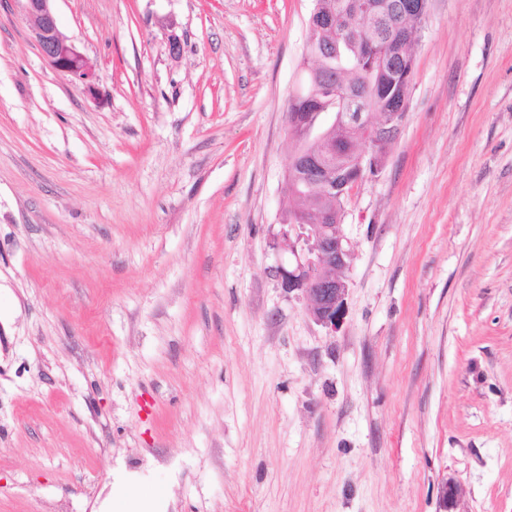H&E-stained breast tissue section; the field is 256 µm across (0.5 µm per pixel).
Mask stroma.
Masks as SVG:
<instances>
[{
  "mask_svg": "<svg viewBox=\"0 0 512 512\" xmlns=\"http://www.w3.org/2000/svg\"><path fill=\"white\" fill-rule=\"evenodd\" d=\"M313 0H0V512H512V0H431L346 203L343 322L277 277ZM33 20L34 35L43 57L58 72L81 85L86 94L95 97L98 75L94 63L83 54L74 40L60 31L51 5L54 0H20Z\"/></svg>",
  "mask_w": 512,
  "mask_h": 512,
  "instance_id": "35a3bbf8",
  "label": "stroma"
}]
</instances>
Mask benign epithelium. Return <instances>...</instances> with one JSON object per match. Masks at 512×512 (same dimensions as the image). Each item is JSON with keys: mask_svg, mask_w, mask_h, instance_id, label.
Wrapping results in <instances>:
<instances>
[{"mask_svg": "<svg viewBox=\"0 0 512 512\" xmlns=\"http://www.w3.org/2000/svg\"><path fill=\"white\" fill-rule=\"evenodd\" d=\"M26 14L33 20L34 35L43 57L58 72L83 87L93 97L97 93L98 75L94 63L83 54L74 40L60 31L51 5L53 0H22ZM430 0H351L349 15L386 22L390 27L387 41L380 45L368 42L367 54L351 61L354 70L363 68L386 73V62L398 59L405 63L399 86L385 93L381 85L370 94L345 97L337 93L343 67L319 62L305 73L322 80L327 95L312 102L305 87L295 93L288 114L289 132L295 140L292 154L305 188H314L322 197L342 201L362 182L382 168L389 146L398 136L405 119L409 89L415 71V57L408 52L410 30L422 31L427 20ZM340 125L361 130L368 150L358 151L347 141L332 139ZM345 209L340 206L317 213L312 220L305 215L294 224H285L277 247L294 257V264L280 266L281 288L288 293L300 292L308 301V311L319 325L335 330L344 317L348 282L336 275L348 267L350 249L343 231ZM457 497L454 484L445 482L439 491V512H452Z\"/></svg>", "mask_w": 512, "mask_h": 512, "instance_id": "benign-epithelium-1", "label": "benign epithelium"}]
</instances>
